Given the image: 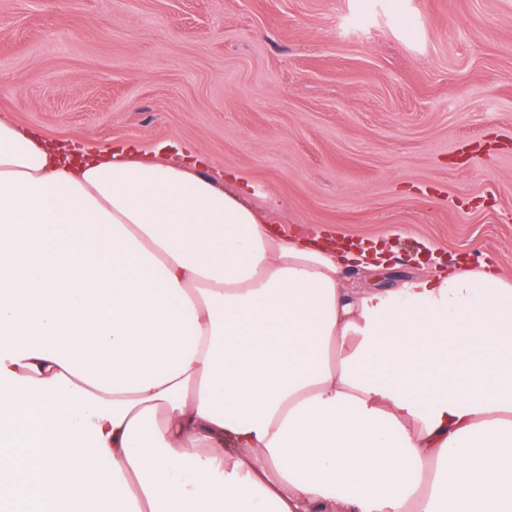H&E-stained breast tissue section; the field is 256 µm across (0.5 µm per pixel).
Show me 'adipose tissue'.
Returning <instances> with one entry per match:
<instances>
[{"instance_id":"1","label":"adipose tissue","mask_w":512,"mask_h":512,"mask_svg":"<svg viewBox=\"0 0 512 512\" xmlns=\"http://www.w3.org/2000/svg\"><path fill=\"white\" fill-rule=\"evenodd\" d=\"M144 152L0 117V512H512V280L345 287Z\"/></svg>"}]
</instances>
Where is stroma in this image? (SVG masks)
<instances>
[{
  "label": "stroma",
  "mask_w": 512,
  "mask_h": 512,
  "mask_svg": "<svg viewBox=\"0 0 512 512\" xmlns=\"http://www.w3.org/2000/svg\"><path fill=\"white\" fill-rule=\"evenodd\" d=\"M0 115L70 149L195 145L279 229L383 247L349 288L512 279V0H0Z\"/></svg>",
  "instance_id": "obj_1"
}]
</instances>
